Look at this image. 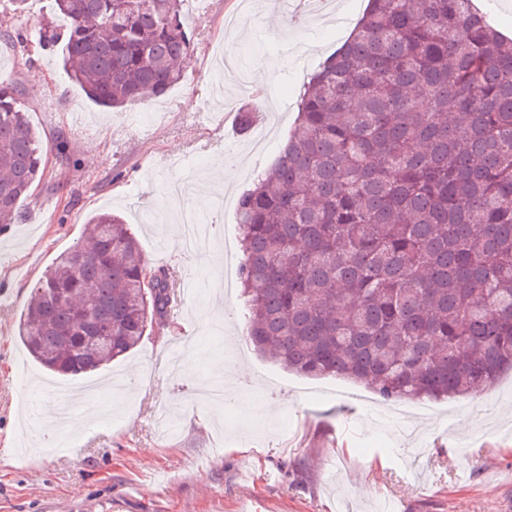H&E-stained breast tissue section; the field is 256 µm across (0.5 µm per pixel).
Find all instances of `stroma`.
Wrapping results in <instances>:
<instances>
[{"label": "stroma", "instance_id": "1", "mask_svg": "<svg viewBox=\"0 0 512 512\" xmlns=\"http://www.w3.org/2000/svg\"><path fill=\"white\" fill-rule=\"evenodd\" d=\"M186 14L194 51L185 81L148 97L150 121L100 107L68 79L58 58L8 39L47 23L53 0H27L14 12L0 0V77L15 84L47 143L44 174L0 227V512H512V374L478 396L454 402L370 408L369 390L346 380L305 378L274 365L244 341L237 278L239 196L277 157L294 128L295 103L321 59L362 15V0H309L281 9L254 0L258 24L225 25L239 0H200ZM222 45L248 73L275 67V81L234 85L224 106L205 91L216 79L211 48ZM45 77L35 89L33 72ZM257 100L260 129L239 134L238 109ZM196 168L192 204L218 225L221 248L174 250L177 217L169 183ZM123 217L153 268L178 281L197 278L201 297L181 317L161 321L127 358L105 368L124 393L98 399L100 421L71 420L65 448L20 453L43 437L40 410L55 402L35 392L47 373L29 359L17 325L32 288L98 213ZM250 380L247 396L224 374Z\"/></svg>", "mask_w": 512, "mask_h": 512}]
</instances>
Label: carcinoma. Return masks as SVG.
I'll return each mask as SVG.
<instances>
[{"mask_svg": "<svg viewBox=\"0 0 512 512\" xmlns=\"http://www.w3.org/2000/svg\"><path fill=\"white\" fill-rule=\"evenodd\" d=\"M184 0H54L32 34L89 100L121 108L185 79ZM291 136L238 201L246 341L306 377L385 401L441 400L512 371V38L473 0H368L311 74ZM259 112L239 109L241 130ZM43 141L0 79V226L43 175ZM120 217L32 289L18 332L42 367L95 372L135 350L175 292ZM112 333V348L85 339Z\"/></svg>", "mask_w": 512, "mask_h": 512, "instance_id": "obj_1", "label": "carcinoma"}]
</instances>
